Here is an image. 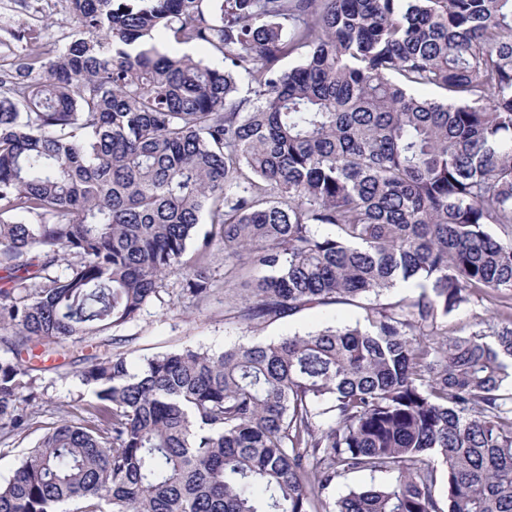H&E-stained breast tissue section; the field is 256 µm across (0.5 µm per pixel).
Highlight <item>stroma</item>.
<instances>
[{
    "label": "stroma",
    "mask_w": 512,
    "mask_h": 512,
    "mask_svg": "<svg viewBox=\"0 0 512 512\" xmlns=\"http://www.w3.org/2000/svg\"><path fill=\"white\" fill-rule=\"evenodd\" d=\"M71 26V19L57 0H0L1 43H14L24 29L40 27L48 46H59L65 43ZM224 272V247L219 244L208 265L211 290L203 301L181 297V275L172 273L164 281L160 299L148 304L137 320L103 331L93 343H70L65 356L40 357L37 422L20 435L0 432V482L13 476L22 450L35 443L45 426L86 419L85 407L94 394L91 387L81 384L77 373L90 356L120 351L126 353L131 368L136 369L143 358L186 346L219 350L234 343L262 342L327 326L353 325L366 317L361 308L336 303L274 322L249 325L226 311L225 302L231 292L225 285Z\"/></svg>",
    "instance_id": "stroma-1"
}]
</instances>
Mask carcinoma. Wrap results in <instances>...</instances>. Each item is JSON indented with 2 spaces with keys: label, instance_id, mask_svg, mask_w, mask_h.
Segmentation results:
<instances>
[{
  "label": "carcinoma",
  "instance_id": "carcinoma-1",
  "mask_svg": "<svg viewBox=\"0 0 512 512\" xmlns=\"http://www.w3.org/2000/svg\"><path fill=\"white\" fill-rule=\"evenodd\" d=\"M62 2L69 42L30 28L0 64L1 429L35 419L22 352L136 320L175 270L206 298L217 240L263 271L227 302L248 324L412 292L93 358L89 417L45 428L0 512H512V321L448 331L512 300V0ZM360 471L389 480L334 498ZM496 306L491 304L490 302L485 301L484 304L478 306H468L466 308L461 309L458 314L449 321V325H453L457 328L471 324L480 319H491L494 320L495 323L500 324L502 321L498 318L496 319ZM493 317V318H492Z\"/></svg>",
  "mask_w": 512,
  "mask_h": 512
}]
</instances>
